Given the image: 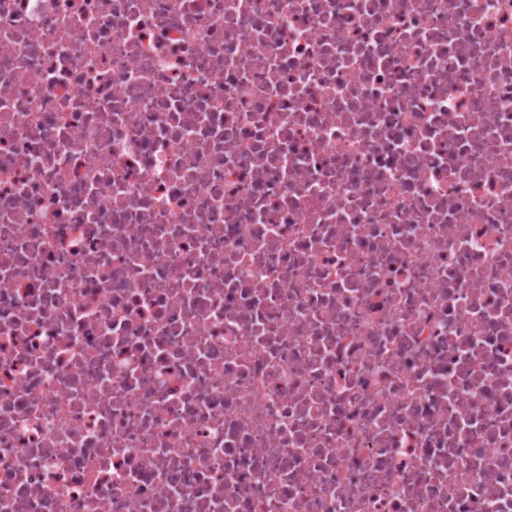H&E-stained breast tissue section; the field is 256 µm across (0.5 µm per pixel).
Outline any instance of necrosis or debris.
Here are the masks:
<instances>
[{
	"mask_svg": "<svg viewBox=\"0 0 512 512\" xmlns=\"http://www.w3.org/2000/svg\"><path fill=\"white\" fill-rule=\"evenodd\" d=\"M0 512H512V0H0Z\"/></svg>",
	"mask_w": 512,
	"mask_h": 512,
	"instance_id": "necrosis-or-debris-1",
	"label": "necrosis or debris"
}]
</instances>
